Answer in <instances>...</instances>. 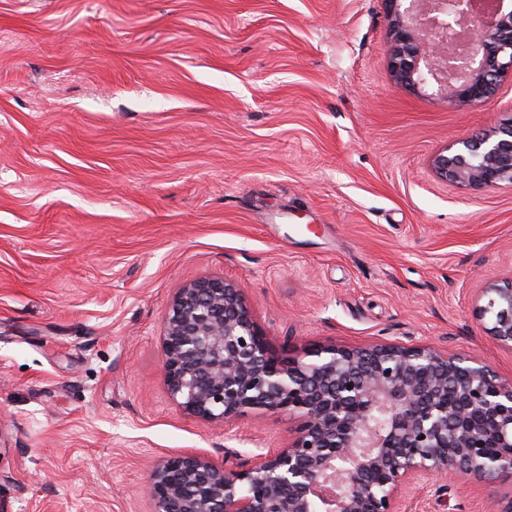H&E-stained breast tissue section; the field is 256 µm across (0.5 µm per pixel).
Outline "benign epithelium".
<instances>
[{"label": "benign epithelium", "instance_id": "obj_1", "mask_svg": "<svg viewBox=\"0 0 512 512\" xmlns=\"http://www.w3.org/2000/svg\"><path fill=\"white\" fill-rule=\"evenodd\" d=\"M386 0L395 83L431 87L459 108L512 78V12L479 0ZM435 174L473 190L512 185V122L456 141ZM479 317L512 348V281L484 289ZM164 380L181 409L209 422L294 415L288 445L233 468L175 455L147 475L154 512H400L402 489L450 474L512 479V380L476 357L432 346H328L279 358L241 287L193 280L173 300Z\"/></svg>", "mask_w": 512, "mask_h": 512}]
</instances>
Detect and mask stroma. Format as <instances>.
I'll return each instance as SVG.
<instances>
[{"instance_id":"1","label":"stroma","mask_w":512,"mask_h":512,"mask_svg":"<svg viewBox=\"0 0 512 512\" xmlns=\"http://www.w3.org/2000/svg\"><path fill=\"white\" fill-rule=\"evenodd\" d=\"M383 0H0V512H153L149 469L284 446L164 382L192 280L240 284L277 352L432 344L512 378L480 318L512 280V186L434 155L512 121L397 88ZM512 483L408 484L403 512H501Z\"/></svg>"}]
</instances>
